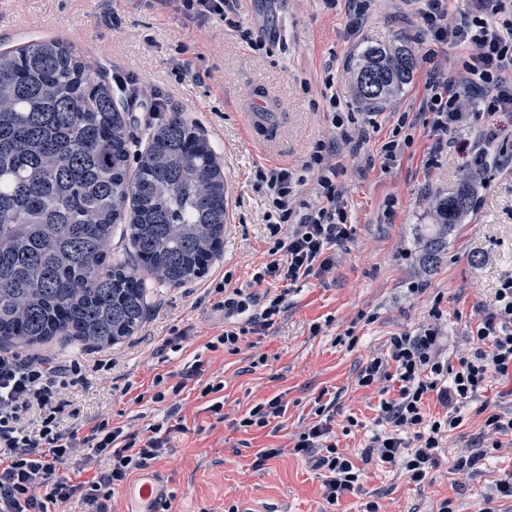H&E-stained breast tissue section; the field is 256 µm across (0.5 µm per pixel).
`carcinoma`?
Segmentation results:
<instances>
[{
    "mask_svg": "<svg viewBox=\"0 0 512 512\" xmlns=\"http://www.w3.org/2000/svg\"><path fill=\"white\" fill-rule=\"evenodd\" d=\"M415 66L407 46L368 50L359 102L379 107ZM127 121L104 69L65 43L0 53V343L115 345L145 320L148 280L177 287L221 257L224 171L196 124L173 113L131 171ZM475 206L468 186L440 200L423 262Z\"/></svg>",
    "mask_w": 512,
    "mask_h": 512,
    "instance_id": "1",
    "label": "carcinoma"
}]
</instances>
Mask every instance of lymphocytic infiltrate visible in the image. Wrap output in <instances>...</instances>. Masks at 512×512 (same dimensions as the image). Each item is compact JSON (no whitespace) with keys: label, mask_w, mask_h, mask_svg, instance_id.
Returning a JSON list of instances; mask_svg holds the SVG:
<instances>
[{"label":"lymphocytic infiltrate","mask_w":512,"mask_h":512,"mask_svg":"<svg viewBox=\"0 0 512 512\" xmlns=\"http://www.w3.org/2000/svg\"><path fill=\"white\" fill-rule=\"evenodd\" d=\"M187 17L231 21L238 37L252 50L265 43L237 22L238 0H159ZM420 19L431 46L444 50L466 46L458 77L431 70L423 86L422 104L431 113V129L445 138L449 129L466 125L479 110L512 112V0H468L458 15L448 12V0H419ZM479 90L472 100L470 90ZM317 143L310 162L317 168L316 202L289 231L270 227L274 238L268 256L253 273L252 283L292 285L310 276H322L332 267L330 250L349 236L343 191L336 181L338 163ZM221 306L233 324L206 344L235 354L248 336L272 326L281 312L283 295L261 296L242 288L215 286ZM443 335L427 326L415 335L391 337L387 355L372 358L362 368L358 383L396 376L397 398L382 402L385 431L372 439L381 462L405 472L415 484L427 482L444 454V433L458 428L461 404L474 400L491 377L512 380V278L495 294L491 312L470 326L468 352L456 363L442 356ZM85 367L38 355L21 357L0 346V512H59L79 503L83 512H110L115 488L137 470L145 469L166 447L169 436L186 426L169 409L161 422L146 431L128 432L108 420L84 425L73 401V390L84 384ZM435 395L446 407L444 417L429 418L425 400ZM107 457L108 469L92 480L73 482L64 473L67 462L80 453ZM293 453L314 459L325 473V497L360 493L361 471L336 444L330 421L319 420L296 438Z\"/></svg>","instance_id":"f902f5d3"}]
</instances>
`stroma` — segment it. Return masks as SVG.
I'll list each match as a JSON object with an SVG mask.
<instances>
[{
    "instance_id": "1",
    "label": "stroma",
    "mask_w": 512,
    "mask_h": 512,
    "mask_svg": "<svg viewBox=\"0 0 512 512\" xmlns=\"http://www.w3.org/2000/svg\"><path fill=\"white\" fill-rule=\"evenodd\" d=\"M417 9L416 0H382L378 13L361 19L349 0L332 9L324 0H242L240 21L268 43L259 54L222 22L201 23L144 0H0V49L64 32L85 61L124 72L196 122L224 170L222 257L180 287L152 284L142 327L106 348L110 371L89 373L88 386L76 390L85 416L137 431L161 421L168 408L151 400L154 378L183 383L177 401L187 430L171 434L150 466L169 478V512H365L371 501L378 512H438L446 498L456 512H481L496 480L512 473V437H495L484 425L489 414L512 413V397L495 381L461 408L460 427L443 441L451 455L499 441L478 470L455 471L444 461L419 486L371 461L362 492L331 505L322 470L292 452L295 434L316 421L319 404L331 402L338 447L359 457L384 429L381 403L398 388L394 380L359 386L367 360L385 354L390 337L436 325L444 334L443 357L456 362L469 324L512 278V112H479L438 146L428 116L418 112L431 63ZM401 45L417 60L412 78L382 110L368 113L357 102L358 61L368 49ZM329 79L341 112L355 113L370 135L339 158L350 236L333 247L328 273L289 286L280 317L251 346L235 355L208 350L206 342L224 328L216 283L229 274L235 286L246 285L273 244L270 225L282 221L257 181L258 166L281 164L296 173L294 214L314 199L315 175L306 163L328 133ZM401 112L419 118L410 147L387 164L381 146ZM477 148L489 153L477 206L449 229L436 262L424 265L436 201L467 185ZM391 199L397 205L388 220L383 213ZM197 360L203 375L182 381ZM214 376L223 379V391L202 396ZM274 398L285 406L282 417L263 428H239L252 407ZM216 399L224 403L220 418L209 410ZM267 448L278 456L257 464Z\"/></svg>"
}]
</instances>
